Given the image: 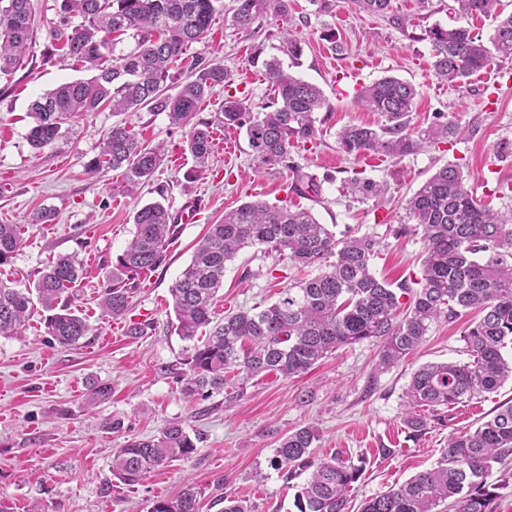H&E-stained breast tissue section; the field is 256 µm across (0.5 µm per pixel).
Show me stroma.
<instances>
[{
  "instance_id": "obj_1",
  "label": "stroma",
  "mask_w": 512,
  "mask_h": 512,
  "mask_svg": "<svg viewBox=\"0 0 512 512\" xmlns=\"http://www.w3.org/2000/svg\"><path fill=\"white\" fill-rule=\"evenodd\" d=\"M33 4L38 17L33 59L13 75H0V223L24 227L18 251L0 266V284L23 287L56 254H77L84 277L71 304L87 317L91 331L72 347L51 344L37 311L21 335L0 336V512H30L34 505L40 512H151L155 501L175 497L188 482L202 491V512H221L216 501L228 494L249 499L255 512H292L302 481L285 480L270 460L282 437L306 425L319 431L317 456L363 462L349 503V512H359L366 499L434 466L450 435L473 429L498 403L512 399L511 380L497 392L445 409L424 436L410 438L402 421L410 375L426 363L467 361L462 318L433 323L409 361L386 371L378 370V343L370 339L340 348L302 376L252 379L229 406L220 395H184L168 372L186 347L173 326L170 289L208 224L242 203L286 198L292 173L258 167L244 132L220 125L213 128L208 167L199 171L186 149L187 129L146 111L63 120L61 137L33 151L27 141L29 103L60 83L94 74L62 55L44 58L48 33L58 20L57 2ZM391 8L406 19V28L357 11L348 0H336L330 15L316 13L309 0H292L284 25L300 42L296 60L282 41L279 21L263 17L241 30L227 9L192 51L223 64L238 98L254 111L273 96L264 68L250 62L257 47L323 91L329 107L317 114L321 135L310 150L293 153V162L321 183V201L313 206L319 222L339 236L377 235L383 248L373 270L396 281L420 272L426 243L405 206L439 167L457 164L478 199L497 209L512 206L506 191L512 186V152L499 148L501 141H512V82H495L496 61L459 87L439 81L431 69L426 29L463 23L486 38L490 19H459L443 0H436L429 15L419 11L416 0H391ZM329 30L335 31V42L326 40ZM387 75L411 82L419 92L411 127L427 126L441 113L464 127V135L376 166L344 154L337 143L342 128L382 124L380 115L358 106L357 96ZM491 99L496 109L489 112L485 105ZM119 120L166 146L151 185L133 195L126 193L119 172L86 170ZM357 172L387 183L385 202L347 192L345 185ZM157 185L168 187L173 211L196 209V220L180 226L164 264L139 278L127 318L105 316L102 287L134 234L135 212L154 199ZM44 208L53 211L52 221L32 223ZM401 224L407 233L394 237L392 227ZM299 277L287 256L241 252L224 271L214 318L271 305ZM133 321L152 328L143 336L128 335ZM92 380L111 384L112 396L88 410L84 402ZM114 418L122 428L105 429V421ZM171 422L196 436L195 453L154 471L142 484L118 483L111 496H101L100 485L112 477L113 449L157 435Z\"/></svg>"
}]
</instances>
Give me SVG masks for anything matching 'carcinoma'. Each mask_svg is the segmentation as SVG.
Returning a JSON list of instances; mask_svg holds the SVG:
<instances>
[{
  "label": "carcinoma",
  "mask_w": 512,
  "mask_h": 512,
  "mask_svg": "<svg viewBox=\"0 0 512 512\" xmlns=\"http://www.w3.org/2000/svg\"><path fill=\"white\" fill-rule=\"evenodd\" d=\"M220 0H60L59 20L49 32L48 53L62 51L76 63H89L97 74L86 80L57 85L29 104L33 119L27 139L35 150L60 137L59 119L78 113L146 110L166 116L174 127H190L187 151L199 167L211 153L216 124L245 130L254 159L262 167L280 166L293 172L289 192L319 201L321 183L298 169L291 153L314 144L320 134L316 113L328 106L322 90L273 58L260 60L257 48L251 62H262L276 98L261 112H251L233 95L213 119L198 117L200 104L216 89L226 88L230 74L223 65L191 53L193 44L212 27ZM235 24L247 30L260 17L288 21L290 0H231ZM358 11L382 17L390 0H349ZM448 9L462 18L490 17L494 27L483 39L464 25H435L426 30L432 45L431 67L450 85L467 83L494 58L512 61V11L502 0H451ZM35 11L32 0H0V74L23 65L32 48ZM127 35L135 47L117 50ZM190 59L188 80L170 94V66ZM418 91L413 84L385 76L364 86L359 103L385 118V124L348 126L337 141L345 154L360 161L371 155L400 157L416 154L461 135L452 122L436 120L413 132L409 129ZM163 144L149 145L141 133L116 123L106 132L99 154L89 165L92 173L120 170L126 190L150 183L161 166ZM385 182L355 176L348 191L363 198H380ZM409 215L422 228L427 249L421 275L408 282H387L371 271L381 241L374 235L340 238L319 223L312 211L282 201L244 203L224 212L209 225L190 263L170 294L175 331L189 343L180 362L168 368L188 396L224 394L230 405L252 378L280 375L294 378L338 349L375 338L378 367L390 369L404 361L424 340L430 325L453 321L469 310L479 312L462 332L470 361L428 363L415 369L407 384L403 418L409 435L418 438L448 408L498 391L512 379V208L494 211L478 202L465 185L458 166L436 170L407 202ZM135 232L112 263V277L103 285L100 306L113 319L129 312L137 279L161 266L178 232V217L157 201L134 215ZM21 224H0V265L21 245ZM247 248L271 249L288 256L295 266L319 273L289 288L277 302L257 311L240 310L212 318V306L224 280L227 262ZM83 273V261L60 253L32 283L33 289L0 285V336L21 332L28 321L32 297L47 315L45 332L62 347L79 342L90 324L71 307L73 288ZM409 306L398 315L400 299ZM209 329L203 342L198 334ZM112 387L93 383L86 407L108 400ZM426 407L430 415L417 411ZM319 431L300 427L283 437L270 466L292 480L307 479L295 495L297 512H348V497L363 466L314 456ZM195 443L179 424H168L150 439L126 442L112 454V477L127 486L141 483L153 471L189 457ZM512 455V399L499 405L475 430L448 439L440 460L367 500L361 512H436L448 504L453 512H491L494 499L488 482L494 465ZM151 512H199V492L185 486L176 497L160 499Z\"/></svg>",
  "instance_id": "cac0c4a2"
}]
</instances>
